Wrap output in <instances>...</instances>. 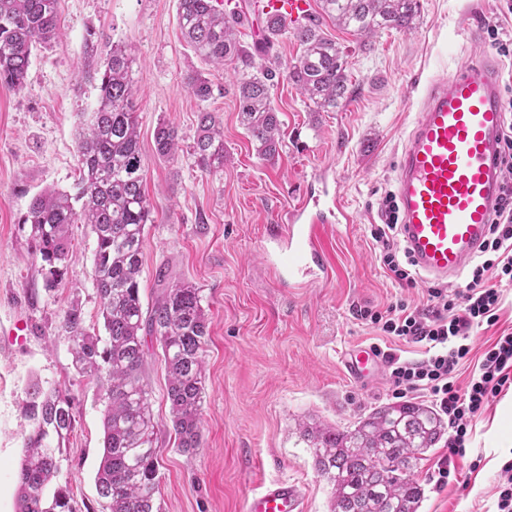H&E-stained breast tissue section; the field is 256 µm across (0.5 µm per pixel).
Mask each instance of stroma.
Masks as SVG:
<instances>
[{
	"mask_svg": "<svg viewBox=\"0 0 512 512\" xmlns=\"http://www.w3.org/2000/svg\"><path fill=\"white\" fill-rule=\"evenodd\" d=\"M512 36L504 0H420L410 28L380 30L367 41L321 18L326 37L352 47L350 93L336 111L312 112L286 77L271 97L283 124L275 162L260 159L238 119L234 88L251 70L235 62L218 68L197 57L178 24V0H59L60 35L37 50L26 85H0V512H15L21 437L32 383L74 400L76 428L56 485L68 488L77 512H103L96 472L103 455V393L81 377L70 342L57 326L70 302L86 324L103 333L93 279L95 235L71 227L67 273L46 289L32 255L31 200L49 189L68 191L79 179L77 136L98 91L82 78L85 37L96 31L102 50L132 47L138 90L139 145L152 222L146 227L140 293L151 306L166 288H200L210 317L204 348L202 445L176 446L167 376L156 337L144 336L145 377L158 424L162 512H244L248 497L270 481L288 479L306 493L305 512H331L332 487L314 468L302 438L307 426L351 429L381 405L395 403L387 377L355 383L342 357L355 345L379 344L417 357V348L378 335L357 316L404 302L427 305L428 283L408 288L383 270L370 235L428 84L460 65L492 55L487 30ZM199 73L214 86L199 102L186 84ZM211 111L224 129V166L205 172L191 154L198 115ZM165 123L178 131L170 159L155 149ZM331 168L353 224L328 231L330 283L282 287L263 259L271 225L299 203L319 168ZM165 280H158V273ZM498 323L470 337L472 351L456 373L465 384L474 364L499 334L512 329V287L504 290ZM512 389L494 398L477 420L465 455L450 456L447 441L428 450L413 477L425 489L418 512H494L500 468L512 459ZM453 470L435 484L441 460Z\"/></svg>",
	"mask_w": 512,
	"mask_h": 512,
	"instance_id": "obj_1",
	"label": "stroma"
}]
</instances>
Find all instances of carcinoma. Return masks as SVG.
Returning a JSON list of instances; mask_svg holds the SVG:
<instances>
[{"label": "carcinoma", "mask_w": 512, "mask_h": 512, "mask_svg": "<svg viewBox=\"0 0 512 512\" xmlns=\"http://www.w3.org/2000/svg\"><path fill=\"white\" fill-rule=\"evenodd\" d=\"M58 2L0 0V84L23 86L33 52L57 37ZM319 7L337 27L368 37L380 29L410 28L419 0H319ZM245 19L243 14L224 13L221 0H179V26L198 57L221 66L255 55L264 60L257 73L237 82L235 98L257 155L273 161L281 142V122L271 100L281 66L271 55L273 40L290 33L302 47L288 67V79L307 98L312 112H329L347 99L349 50L324 37L316 24L290 28L268 16L265 38L250 52L237 38ZM98 45V35L88 32L83 78L96 85L98 106L77 145V192L49 191L35 197L22 223L30 225L31 251L49 288L66 273L72 252L70 226L92 227L94 281L105 337L89 331L77 302L64 310L58 333L71 342L80 373L105 388L104 453L96 488L107 512H161L157 423L143 375V335L159 340L177 447L190 452L201 445L209 317L200 289L189 284L166 289L154 305L143 308L139 276L151 204L138 141L134 56L115 45L100 62ZM187 84L198 101L213 97L209 80L191 75ZM198 120L192 156L203 171L219 169L224 166V132L210 111L199 112ZM155 144L159 156H175L177 131L158 125ZM26 413L32 429L22 441L19 512H75L67 490L47 494L60 471L58 454L75 430L72 403L60 390H45L36 383ZM447 428L435 407L406 401L373 409L350 431L307 426L303 437L313 448L316 471L332 485L331 512H418L424 489L412 470Z\"/></svg>", "instance_id": "cac0c4a2"}]
</instances>
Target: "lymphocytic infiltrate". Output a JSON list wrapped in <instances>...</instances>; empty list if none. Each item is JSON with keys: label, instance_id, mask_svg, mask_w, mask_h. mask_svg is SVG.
I'll list each match as a JSON object with an SVG mask.
<instances>
[{"label": "lymphocytic infiltrate", "instance_id": "1", "mask_svg": "<svg viewBox=\"0 0 512 512\" xmlns=\"http://www.w3.org/2000/svg\"><path fill=\"white\" fill-rule=\"evenodd\" d=\"M384 217L383 223L370 230L379 260L390 279L414 286L418 273L410 261L400 258L394 245L399 220L394 204H386ZM479 256L465 288L428 287L426 308L412 309L400 302L383 310L364 307L358 311L360 319L382 335L424 346L425 356L419 360L383 352L388 380L397 395L418 391L429 395L448 419V448L454 455L465 454L472 423L491 399L512 388V332L500 334L484 349L465 385H458L455 378L459 366L469 358L470 336L497 323L502 287L512 285L511 182L505 185L491 234Z\"/></svg>", "mask_w": 512, "mask_h": 512}]
</instances>
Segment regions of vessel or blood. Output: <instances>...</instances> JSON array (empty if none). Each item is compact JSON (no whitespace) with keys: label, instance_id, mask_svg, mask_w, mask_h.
<instances>
[{"label":"vessel or blood","instance_id":"1","mask_svg":"<svg viewBox=\"0 0 512 512\" xmlns=\"http://www.w3.org/2000/svg\"><path fill=\"white\" fill-rule=\"evenodd\" d=\"M262 9L291 24L307 19L310 0H265ZM505 114L500 69L491 60L470 62L427 89L398 158L394 198L398 234L417 272L429 281H455L488 237L505 182L499 162ZM272 225L263 249L276 260L289 287L328 281L324 242L330 225L350 224L338 192L326 187ZM342 364L362 382L382 363L372 349L345 352ZM244 512H303L297 483L275 480L247 499Z\"/></svg>","mask_w":512,"mask_h":512}]
</instances>
